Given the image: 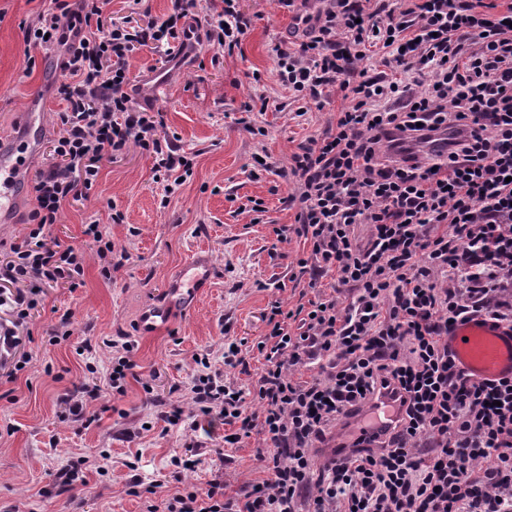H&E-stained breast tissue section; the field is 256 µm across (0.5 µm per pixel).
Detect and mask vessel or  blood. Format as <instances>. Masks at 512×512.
Returning a JSON list of instances; mask_svg holds the SVG:
<instances>
[{"label": "vessel or blood", "instance_id": "obj_1", "mask_svg": "<svg viewBox=\"0 0 512 512\" xmlns=\"http://www.w3.org/2000/svg\"><path fill=\"white\" fill-rule=\"evenodd\" d=\"M38 98L27 102L24 120L17 133L0 139V223L9 224L22 196L20 175L36 156L43 136L42 112ZM196 300L194 288L175 279L163 301L149 308L139 327L149 333L166 322L170 308L190 306ZM448 347L460 366L480 379H499L512 375V328L497 326L476 318L457 325L448 334ZM371 414L379 425L387 426L399 415V404L390 396H382L372 403Z\"/></svg>", "mask_w": 512, "mask_h": 512}]
</instances>
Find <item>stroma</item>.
Segmentation results:
<instances>
[{
  "label": "stroma",
  "mask_w": 512,
  "mask_h": 512,
  "mask_svg": "<svg viewBox=\"0 0 512 512\" xmlns=\"http://www.w3.org/2000/svg\"><path fill=\"white\" fill-rule=\"evenodd\" d=\"M251 28L239 48L227 54L203 51L195 62H166L147 49L130 56L131 79L149 87L158 72L168 78L167 94L154 107L166 129L176 134L181 150L195 153L191 178L168 206L152 179L150 159L137 150L102 164L98 185L84 204L66 208L51 229L62 246H84V229L98 221L105 237L127 258L104 280L96 258H88L83 284L76 290L45 289L30 338V357L15 380L0 379V512H72L71 501L83 499L84 512H144L191 485L206 487L223 475L229 492L264 480L256 453L263 441L254 434L237 448L224 445V427L212 434L191 432L161 420L162 406L187 407L197 357L220 360L225 342H242L247 372L232 370L236 386L250 388L264 360L256 344L265 332L261 316L275 300L294 308L301 298L338 292L334 276L312 288L298 274L310 248L293 232L297 206L286 203L288 188L271 172H256L254 158L268 155L286 165L299 145L321 137L345 105L331 94L322 109L297 115L290 94L279 86L268 53L272 41L297 47L302 41L294 16L276 0H240ZM41 8V0H0V136L17 132L30 97L46 106V133L27 173L35 178L50 163L61 104L53 91L61 79L55 52L35 51L36 66L27 70L24 24ZM261 83H253L252 72ZM267 95L266 112L254 113V129L240 118L245 103ZM265 135H258L257 127ZM262 200L258 216L239 213L247 198ZM126 216L111 223V210ZM289 228L277 241L276 228ZM208 254L211 275L193 307L170 310L156 332L139 330L142 313L160 301L170 282L193 253ZM69 315V338L50 343L49 330ZM134 346L135 368L126 392L105 395L91 410L87 426L66 419L62 397L86 383H102L112 369L110 341ZM91 349H83V342ZM194 444L196 464L183 470L174 457ZM80 464L82 478L61 487L57 471ZM144 490L133 494L134 482ZM154 493H147V486Z\"/></svg>",
  "instance_id": "stroma-1"
}]
</instances>
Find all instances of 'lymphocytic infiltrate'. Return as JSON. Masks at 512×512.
Listing matches in <instances>:
<instances>
[{
    "instance_id": "1",
    "label": "lymphocytic infiltrate",
    "mask_w": 512,
    "mask_h": 512,
    "mask_svg": "<svg viewBox=\"0 0 512 512\" xmlns=\"http://www.w3.org/2000/svg\"><path fill=\"white\" fill-rule=\"evenodd\" d=\"M28 46L61 52L56 95L64 104L53 164L31 185L21 243L0 262V378L30 362L22 335L45 287L78 288L88 253L112 277L115 246L97 222L85 251L52 240L66 205L89 199L104 160L130 149L153 160L161 206L194 159L165 130L161 112L137 100L127 61L139 49L186 52L189 12L198 42L234 51L251 27L239 0H173L147 24L107 16L105 0H43ZM303 39L270 48L277 80L303 106L332 92L345 105L334 127L275 170L293 191L294 232L310 245L299 260L309 287L327 275L349 286L284 309L270 305L257 344L265 363L252 389L225 382L243 365L233 343L224 366L197 359L191 409L168 415L190 431L224 421L235 441L263 436L266 478L227 494L223 478L147 512H512V378L467 375L448 350L453 324L474 316L512 327V4L483 0H328L302 16ZM383 54L386 71L370 61ZM370 228L359 242L355 228ZM123 343L106 385H82L61 403L86 417L103 391L124 395L134 363ZM311 369V379L292 372ZM384 390L402 413L388 441L360 434L342 464L315 466L312 448Z\"/></svg>"
}]
</instances>
